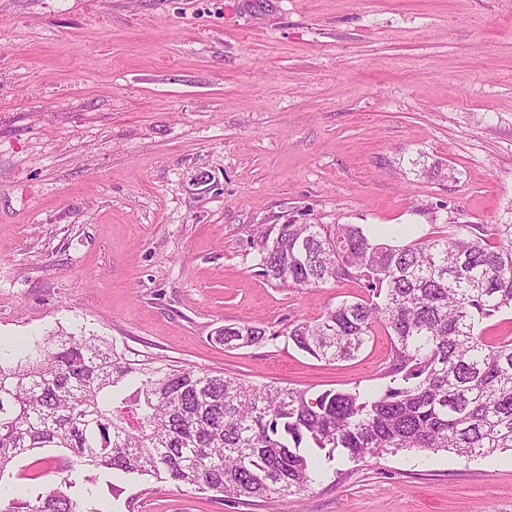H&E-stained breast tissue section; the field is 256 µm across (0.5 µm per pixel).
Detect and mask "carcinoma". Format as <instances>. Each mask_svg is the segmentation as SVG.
I'll use <instances>...</instances> for the list:
<instances>
[{"label": "carcinoma", "mask_w": 512, "mask_h": 512, "mask_svg": "<svg viewBox=\"0 0 512 512\" xmlns=\"http://www.w3.org/2000/svg\"><path fill=\"white\" fill-rule=\"evenodd\" d=\"M409 243L382 242L360 224H272L253 243L260 274L291 288L356 282L318 320L284 333L224 326L235 348L282 335L327 362L356 357L382 329L390 340L381 393L248 385L146 356L131 360L101 336H51L0 361V480L39 448L67 464L150 476L223 500L297 495L317 473L305 448L359 461L400 451L477 457L512 451V338L482 323L512 311V221L435 225ZM0 512H99L60 489Z\"/></svg>", "instance_id": "cac0c4a2"}]
</instances>
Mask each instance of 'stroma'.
Wrapping results in <instances>:
<instances>
[{"label": "stroma", "mask_w": 512, "mask_h": 512, "mask_svg": "<svg viewBox=\"0 0 512 512\" xmlns=\"http://www.w3.org/2000/svg\"><path fill=\"white\" fill-rule=\"evenodd\" d=\"M424 154L437 167L419 175ZM512 218V0H0V359L54 332L133 359L307 390L389 386L390 341L327 363L287 337L227 348L218 327L284 331L352 282L259 274L269 225L369 234ZM304 493L235 504L174 482L75 473L99 512H512V451L309 449ZM61 449L24 457L59 487Z\"/></svg>", "instance_id": "1"}]
</instances>
